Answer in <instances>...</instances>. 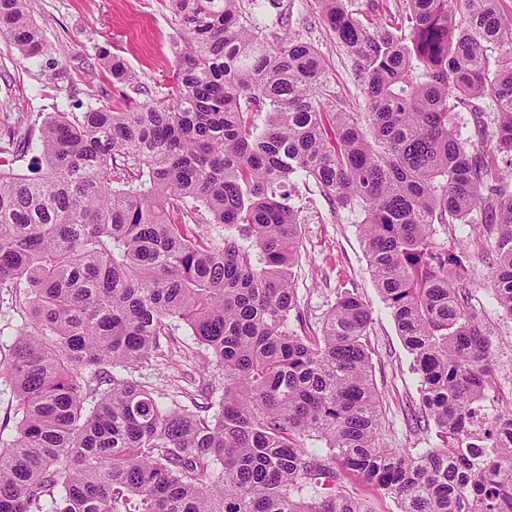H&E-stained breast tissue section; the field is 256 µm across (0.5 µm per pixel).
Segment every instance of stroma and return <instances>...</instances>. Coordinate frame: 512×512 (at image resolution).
I'll list each match as a JSON object with an SVG mask.
<instances>
[{
	"instance_id": "35a3bbf8",
	"label": "stroma",
	"mask_w": 512,
	"mask_h": 512,
	"mask_svg": "<svg viewBox=\"0 0 512 512\" xmlns=\"http://www.w3.org/2000/svg\"><path fill=\"white\" fill-rule=\"evenodd\" d=\"M32 18L64 77L48 80L39 60L23 59L14 45L0 38V133L18 115L43 119L60 105L79 113L101 98L131 112L163 98L175 81L172 44L178 33L163 0H33ZM260 23L265 34L293 31L311 43L322 59L330 102L351 112L365 111L362 82L355 75L352 58L324 23L317 0H280L279 7L264 13ZM108 53L121 57L137 75L139 90L112 79L104 59ZM291 195L302 240L295 289L310 330H320L341 293L357 292L372 311L368 350L385 438L391 447L413 453L436 447L435 432L414 430L407 421L409 405L419 401L418 376L391 312L374 286L359 235L363 213L336 208L311 181H296ZM467 263L473 272L470 289L475 310L493 330L497 387L485 402L486 413L493 416L501 411L503 401L512 398V319L502 316L492 296L488 259L480 246L470 247ZM204 354L185 330H178L162 338L152 362L137 377L156 396L193 406L197 393L189 375L201 367Z\"/></svg>"
}]
</instances>
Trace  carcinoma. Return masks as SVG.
Returning <instances> with one entry per match:
<instances>
[{
    "label": "carcinoma",
    "instance_id": "1",
    "mask_svg": "<svg viewBox=\"0 0 512 512\" xmlns=\"http://www.w3.org/2000/svg\"><path fill=\"white\" fill-rule=\"evenodd\" d=\"M245 1L277 3L169 0L168 98L22 116L0 138V153L37 146L43 162L0 173V304L24 318L0 359L14 421L0 512H373L353 478L398 512H512V399L471 436L496 388L491 330L448 238L480 211L512 319V22L497 0H403L402 22L371 32L345 0H318L363 82L366 111L349 112L323 102L314 47L268 40ZM29 4L0 0V35L59 77ZM108 66L134 81L120 58ZM460 112L491 153L460 138ZM297 178L364 213L375 287L419 378L411 421L441 440L425 453L381 434L369 306L347 291L306 330ZM181 325L211 354L212 415L135 377Z\"/></svg>",
    "mask_w": 512,
    "mask_h": 512
}]
</instances>
